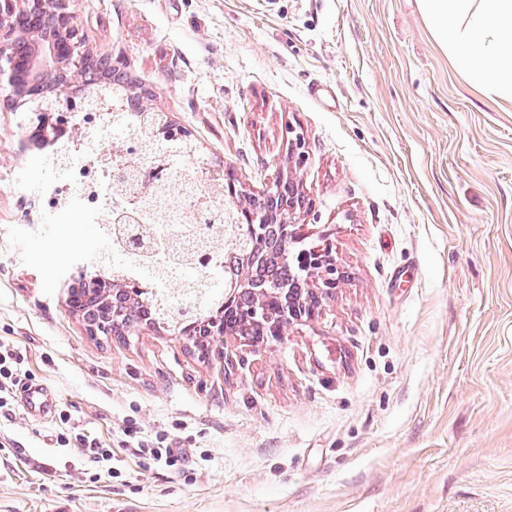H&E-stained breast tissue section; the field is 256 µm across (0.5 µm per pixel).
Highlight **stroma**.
<instances>
[{
  "label": "stroma",
  "instance_id": "obj_1",
  "mask_svg": "<svg viewBox=\"0 0 512 512\" xmlns=\"http://www.w3.org/2000/svg\"><path fill=\"white\" fill-rule=\"evenodd\" d=\"M83 46L246 192L300 171L344 279L281 341L90 337L0 88V340L58 413L0 416V512H512V104L422 0H72ZM33 224L44 234H27ZM67 412L118 476L54 445ZM164 438L176 467L134 455Z\"/></svg>",
  "mask_w": 512,
  "mask_h": 512
}]
</instances>
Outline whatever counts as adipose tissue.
<instances>
[{
  "mask_svg": "<svg viewBox=\"0 0 512 512\" xmlns=\"http://www.w3.org/2000/svg\"><path fill=\"white\" fill-rule=\"evenodd\" d=\"M439 43L472 81L512 100V0H422Z\"/></svg>",
  "mask_w": 512,
  "mask_h": 512,
  "instance_id": "ef3b65f1",
  "label": "adipose tissue"
}]
</instances>
